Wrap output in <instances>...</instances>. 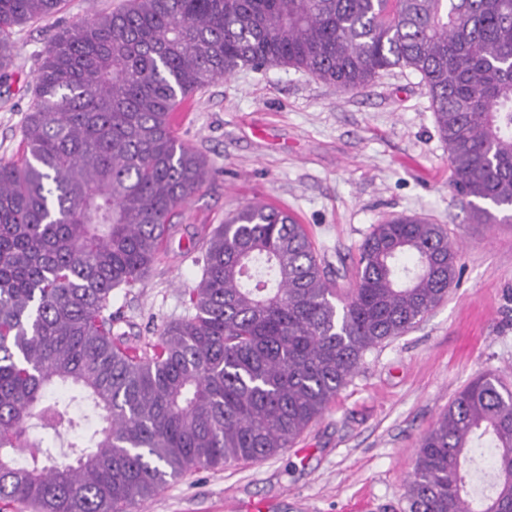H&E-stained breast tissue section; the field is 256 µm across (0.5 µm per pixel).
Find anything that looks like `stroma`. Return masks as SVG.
I'll use <instances>...</instances> for the list:
<instances>
[{
	"instance_id": "1",
	"label": "stroma",
	"mask_w": 512,
	"mask_h": 512,
	"mask_svg": "<svg viewBox=\"0 0 512 512\" xmlns=\"http://www.w3.org/2000/svg\"><path fill=\"white\" fill-rule=\"evenodd\" d=\"M124 0H65L53 18L18 28L13 77L0 84V159L20 156L22 125L42 52L53 35ZM178 138L214 173L177 208L149 277L112 293L139 342L194 311L204 237L261 202L305 224L340 287L354 283L357 248L372 225L416 214L443 225L461 276L402 336L368 351L351 382L294 447L263 462L199 470L139 512H404L422 436L473 378L512 390V223L476 224L449 186L419 75L395 68L343 94L301 71L269 65L210 83L181 114Z\"/></svg>"
}]
</instances>
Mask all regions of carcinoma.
Segmentation results:
<instances>
[{
	"label": "carcinoma",
	"instance_id": "cac0c4a2",
	"mask_svg": "<svg viewBox=\"0 0 512 512\" xmlns=\"http://www.w3.org/2000/svg\"><path fill=\"white\" fill-rule=\"evenodd\" d=\"M62 3L0 0L1 83L14 28ZM268 65L343 93L418 73L471 219L512 222V0H126L58 32L23 157L0 161V512H132L197 470L278 455L367 351L457 283L458 249L421 216L373 225L355 286L337 288L304 225L250 203L203 244L194 316L152 343L128 338L112 291L144 281L175 209L212 175L174 114L214 80ZM67 386L100 425L60 464L42 436L81 426L54 396ZM483 460L487 486L472 479ZM406 501L512 512V391L496 376L469 381L422 437Z\"/></svg>",
	"mask_w": 512,
	"mask_h": 512
}]
</instances>
